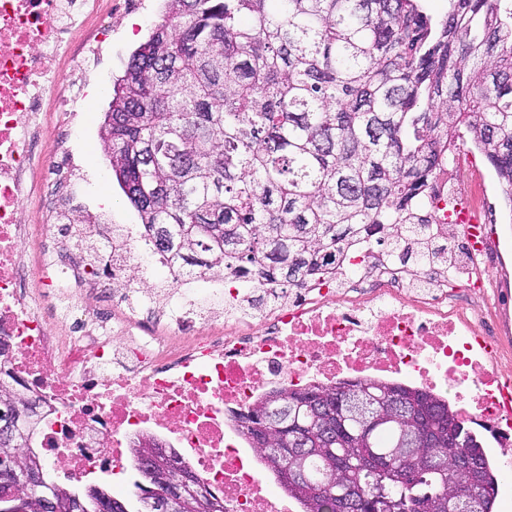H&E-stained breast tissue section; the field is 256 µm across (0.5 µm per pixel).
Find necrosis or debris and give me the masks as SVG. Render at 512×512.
I'll list each match as a JSON object with an SVG mask.
<instances>
[{"label":"necrosis or debris","instance_id":"necrosis-or-debris-1","mask_svg":"<svg viewBox=\"0 0 512 512\" xmlns=\"http://www.w3.org/2000/svg\"><path fill=\"white\" fill-rule=\"evenodd\" d=\"M103 0H0V378L35 398L25 426L43 468L78 481L97 468L130 466L144 432L173 437L185 464L224 498V512H285L257 468L242 419L269 390L385 378L449 393L462 421L502 450L512 505V412L500 397L499 347L475 317L502 259L479 203L448 168L428 195L439 224L458 221L466 251L446 281L412 287V269L382 264L338 286L334 267L260 318L248 288L199 273L185 287L170 271L162 304L127 271L149 258L168 268L137 225L122 227L112 263L73 267L53 252L31 258L25 206L44 202L47 112H76L88 63L112 37ZM121 283L112 315L83 307L77 289ZM463 282L466 298L450 297Z\"/></svg>","mask_w":512,"mask_h":512}]
</instances>
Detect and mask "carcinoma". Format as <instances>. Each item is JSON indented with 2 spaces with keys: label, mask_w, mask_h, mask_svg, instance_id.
<instances>
[{
  "label": "carcinoma",
  "mask_w": 512,
  "mask_h": 512,
  "mask_svg": "<svg viewBox=\"0 0 512 512\" xmlns=\"http://www.w3.org/2000/svg\"><path fill=\"white\" fill-rule=\"evenodd\" d=\"M165 13L132 53L100 127L107 166L157 249L187 279L204 269L256 271L300 288L352 246L373 258L437 276L448 272L426 189L448 163L450 140L471 135L512 200V0H449L435 18L422 0H165ZM70 239L99 259L87 217L72 210ZM376 397L410 395L428 408L437 444L403 450L409 419L377 429L366 448L360 423L335 413L336 438L300 412L313 447L302 457L305 490L283 486L302 512H337L343 479L326 461L388 454L386 470L350 472L364 501L385 512H440L459 478L448 421L478 460L470 512H496L502 475L450 402L430 389L374 378ZM264 394L245 417L275 407ZM17 428L20 467L41 468ZM134 486L151 477L134 449ZM414 471L404 481L399 472ZM129 512L93 485L71 492L61 512Z\"/></svg>",
  "instance_id": "cac0c4a2"
}]
</instances>
